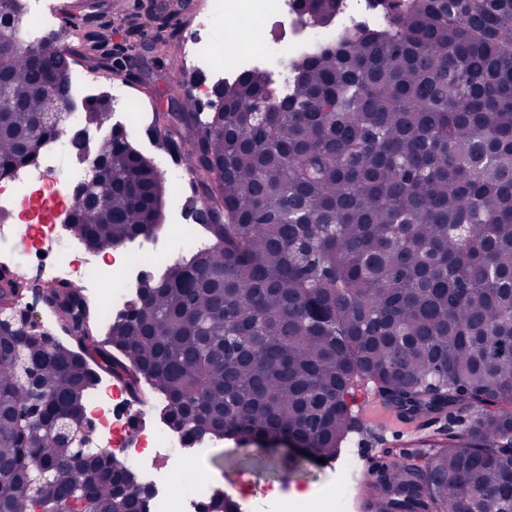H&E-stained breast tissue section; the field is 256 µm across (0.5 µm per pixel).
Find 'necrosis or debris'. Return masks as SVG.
<instances>
[{
	"instance_id": "4bbe7bcc",
	"label": "necrosis or debris",
	"mask_w": 512,
	"mask_h": 512,
	"mask_svg": "<svg viewBox=\"0 0 512 512\" xmlns=\"http://www.w3.org/2000/svg\"><path fill=\"white\" fill-rule=\"evenodd\" d=\"M367 0H343L337 25L304 27L296 0H210L206 12L195 15L185 35L187 53L182 65L187 75L208 73L210 83L191 85L199 99H211L213 82L230 79L254 68L281 80L288 65L311 45L332 43L337 26L381 25L385 16L366 8ZM22 41L35 43L50 33L56 19L53 0H20ZM247 18L264 28L256 45L242 44L236 28ZM224 28L235 47L217 55L213 33ZM91 175L88 157L80 155L70 135L51 139L29 165L0 172V190L6 199L0 209L8 217L0 222V251L31 261V283L43 272L68 282L79 281L84 289L103 292L106 317L124 310L133 293L130 280L139 269L144 253L164 261L185 251L200 252L206 241L171 224L160 234L146 239L145 250H130L119 244L107 250L84 249L73 255L75 242L59 234L57 223L78 206L77 185ZM87 408L97 427L101 447L133 465L141 484L151 487L147 512H208L212 480L202 473L219 438L188 439L185 432L163 421L143 418L131 425L133 405L125 387L118 383H98L87 399Z\"/></svg>"
}]
</instances>
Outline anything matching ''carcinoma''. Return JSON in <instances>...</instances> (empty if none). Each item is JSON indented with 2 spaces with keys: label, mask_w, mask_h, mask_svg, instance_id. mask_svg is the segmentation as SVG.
Wrapping results in <instances>:
<instances>
[{
  "label": "carcinoma",
  "mask_w": 512,
  "mask_h": 512,
  "mask_svg": "<svg viewBox=\"0 0 512 512\" xmlns=\"http://www.w3.org/2000/svg\"><path fill=\"white\" fill-rule=\"evenodd\" d=\"M340 0H297L311 23ZM384 28H339L336 49L292 64L281 106L263 74L218 85L224 112L187 99L154 116L162 146L188 151L210 247L169 266L136 316L94 335L98 304L44 296L68 338L0 335V512H108L126 473L107 450L50 435L86 417L109 375L192 439L292 441L333 461L356 429L358 382L409 417L465 418L448 445L402 457L379 512H512V0H392ZM0 0V171L32 160L41 64L60 93L74 64L50 39L21 42ZM103 128L106 95L85 99ZM111 190L70 234L101 250L150 234L164 187L119 134L96 144ZM23 289L0 285V307Z\"/></svg>",
  "instance_id": "cac0c4a2"
}]
</instances>
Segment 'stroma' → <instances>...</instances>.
Returning <instances> with one entry per match:
<instances>
[{
  "label": "stroma",
  "mask_w": 512,
  "mask_h": 512,
  "mask_svg": "<svg viewBox=\"0 0 512 512\" xmlns=\"http://www.w3.org/2000/svg\"><path fill=\"white\" fill-rule=\"evenodd\" d=\"M69 8L68 25L55 35L74 52L75 70L92 68L103 79L122 80L136 106L139 126H147L156 112L167 111L171 95L187 90L181 73L183 58L175 52L183 25L206 10L208 0H56ZM457 420L438 415L406 422L390 413L382 398L368 403L361 429L352 434L339 458L331 463H305L292 468L283 449L243 447L225 441L209 470L227 494L251 501L266 500L281 486L312 487L343 496L346 512H364L353 477L366 468L372 454L433 453Z\"/></svg>",
  "instance_id": "stroma-1"
}]
</instances>
